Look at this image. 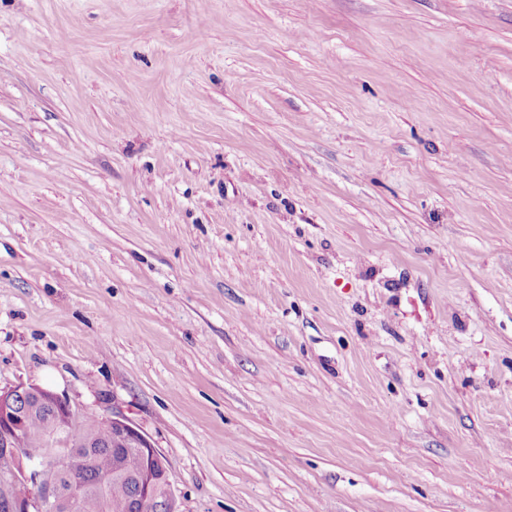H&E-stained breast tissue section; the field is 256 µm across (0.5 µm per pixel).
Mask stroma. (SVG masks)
I'll list each match as a JSON object with an SVG mask.
<instances>
[{"label": "stroma", "instance_id": "stroma-1", "mask_svg": "<svg viewBox=\"0 0 512 512\" xmlns=\"http://www.w3.org/2000/svg\"><path fill=\"white\" fill-rule=\"evenodd\" d=\"M178 512H512V0H0V388Z\"/></svg>", "mask_w": 512, "mask_h": 512}]
</instances>
